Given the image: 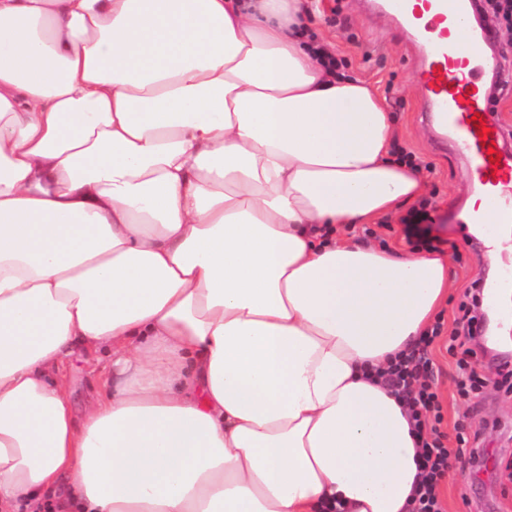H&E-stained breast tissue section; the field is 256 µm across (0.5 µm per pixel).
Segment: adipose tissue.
<instances>
[{
    "label": "adipose tissue",
    "mask_w": 512,
    "mask_h": 512,
    "mask_svg": "<svg viewBox=\"0 0 512 512\" xmlns=\"http://www.w3.org/2000/svg\"><path fill=\"white\" fill-rule=\"evenodd\" d=\"M306 2L0 0V512H409L448 261L349 239L427 186ZM61 375L69 383L74 406L81 414L103 390V381L108 376V355L77 347L62 366Z\"/></svg>",
    "instance_id": "1"
}]
</instances>
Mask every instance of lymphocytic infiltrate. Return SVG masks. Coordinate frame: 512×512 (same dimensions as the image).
Segmentation results:
<instances>
[{"label": "lymphocytic infiltrate", "instance_id": "f902f5d3", "mask_svg": "<svg viewBox=\"0 0 512 512\" xmlns=\"http://www.w3.org/2000/svg\"><path fill=\"white\" fill-rule=\"evenodd\" d=\"M441 332V324H434L408 354L398 356L385 372L387 385L410 411L412 431L420 448L417 456L420 480L410 502V512H444L439 500L441 481L455 464H473L479 457L478 449L470 446L464 431H457L455 442L450 445L440 430V406L430 347ZM460 338L450 336L448 351L458 358L457 392L470 401L479 396L486 380L478 371L473 351L463 347Z\"/></svg>", "mask_w": 512, "mask_h": 512}]
</instances>
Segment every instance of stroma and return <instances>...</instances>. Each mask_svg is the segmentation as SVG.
Here are the masks:
<instances>
[{
    "label": "stroma",
    "mask_w": 512,
    "mask_h": 512,
    "mask_svg": "<svg viewBox=\"0 0 512 512\" xmlns=\"http://www.w3.org/2000/svg\"><path fill=\"white\" fill-rule=\"evenodd\" d=\"M316 20L321 34L333 44L338 61L352 75L377 88L385 99L393 124L395 147L411 152L428 183L434 236L440 254L449 259L448 300L436 312L442 335L432 350L437 372L441 429L455 436L457 428L476 435L477 447L486 452L480 471L463 469L458 478H444L440 499L445 512H512V382L500 372L512 365V338L490 347L482 337L468 341L487 384L480 396L467 402L456 389V359L448 338L458 329L460 306L473 283L496 287L500 268L485 257V241L462 221L469 185L466 160L454 146L440 145L419 112L421 88L410 40L383 17L370 13L364 0H317ZM77 411H84L103 390L108 355L76 348L61 368Z\"/></svg>",
    "instance_id": "35a3bbf8"
}]
</instances>
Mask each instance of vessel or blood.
Wrapping results in <instances>:
<instances>
[{
    "mask_svg": "<svg viewBox=\"0 0 512 512\" xmlns=\"http://www.w3.org/2000/svg\"><path fill=\"white\" fill-rule=\"evenodd\" d=\"M374 10L405 29L420 59V110L441 141L470 165L469 179L497 223L512 224V151L480 91L486 73L500 74L477 25L471 0H372Z\"/></svg>",
    "mask_w": 512,
    "mask_h": 512,
    "instance_id": "b4317fda",
    "label": "vessel or blood"
}]
</instances>
